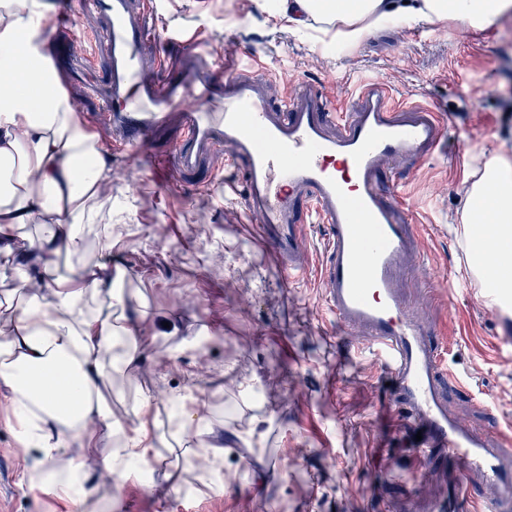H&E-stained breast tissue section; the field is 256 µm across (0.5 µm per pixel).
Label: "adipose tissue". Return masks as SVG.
Here are the masks:
<instances>
[{
	"label": "adipose tissue",
	"mask_w": 512,
	"mask_h": 512,
	"mask_svg": "<svg viewBox=\"0 0 512 512\" xmlns=\"http://www.w3.org/2000/svg\"><path fill=\"white\" fill-rule=\"evenodd\" d=\"M289 28L324 19L336 40L358 45L396 18L414 25L457 20L486 30L512 12V0H255ZM44 0H0V280L12 283L18 305L0 313V384L14 394L29 428L38 431L32 468L75 507L89 512L85 466L64 448L105 437L101 471L118 478L141 473L164 481L146 428L112 418L114 376L134 373L135 343L145 332L139 300L119 290L107 262L84 264L77 277L45 272L63 254L84 248L83 227L104 172V155L81 125L38 40ZM460 221L474 258L469 272L491 295L512 294V148L499 144L473 165ZM41 223L29 247L36 268L25 271L12 247L16 225ZM41 288L29 293L31 281Z\"/></svg>",
	"instance_id": "adipose-tissue-1"
}]
</instances>
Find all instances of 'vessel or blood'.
<instances>
[{
    "label": "vessel or blood",
    "instance_id": "vessel-or-blood-1",
    "mask_svg": "<svg viewBox=\"0 0 512 512\" xmlns=\"http://www.w3.org/2000/svg\"><path fill=\"white\" fill-rule=\"evenodd\" d=\"M68 7L99 21L92 38L109 67L90 90L113 146L142 148L147 134L176 121L182 135L167 160L190 170L233 143L247 167L246 211L259 216L260 238L289 277L305 268L307 225H324L325 307L364 336L391 375L397 402L422 436L415 456L447 451L466 501L480 502L478 487L490 483L500 490L494 512H512V449L449 413L446 388L455 378L398 284L400 261H421L420 232L400 197L386 195L378 181L384 166L419 163L440 147L441 114L396 102L377 79L357 80L354 112L303 86L274 109L269 79L235 51L225 55L221 78L203 51H182L178 80L163 82L141 61L144 44L160 35L144 0H69Z\"/></svg>",
    "mask_w": 512,
    "mask_h": 512
}]
</instances>
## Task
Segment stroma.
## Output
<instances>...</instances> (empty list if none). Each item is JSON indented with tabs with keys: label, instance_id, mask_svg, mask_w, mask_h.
I'll return each mask as SVG.
<instances>
[{
	"label": "stroma",
	"instance_id": "stroma-1",
	"mask_svg": "<svg viewBox=\"0 0 512 512\" xmlns=\"http://www.w3.org/2000/svg\"><path fill=\"white\" fill-rule=\"evenodd\" d=\"M67 2L47 0L48 30L75 35L72 56L53 68L70 77L65 93L103 149L111 194L95 200L85 227L95 246L61 258L55 274L70 277L99 260V240L111 237L116 277L142 300L154 330L140 347L137 377L114 386L112 410L126 428L147 427L158 468L179 473L173 486L88 470L104 512H438L446 501L453 512H478L460 498L453 458L439 449L425 463L414 457L416 432L396 414L380 360L327 314L322 225L307 226L306 274L289 281L246 215L243 166L227 161L232 144L196 169L168 167L161 185L150 163L168 154L177 128L148 135L142 157L113 148L112 129L86 92L108 67L85 64L98 21L70 13ZM150 21L178 40L148 42V61L173 70L182 45L198 44L220 68L225 49L237 47L259 55L275 104L305 83L352 112L357 98L344 94L346 78L371 75L401 101L439 107L447 138L399 187L423 246L402 285L440 336L447 368L468 387L449 391V410L512 437V312L466 274L459 224L474 157L512 145V18L486 31L399 20L337 52L321 51L315 30L269 20L253 0H158ZM182 407L223 438L227 481L200 467L196 437L177 435ZM22 426L12 391L0 385V512H71L53 488H29L34 451Z\"/></svg>",
	"mask_w": 512,
	"mask_h": 512
}]
</instances>
